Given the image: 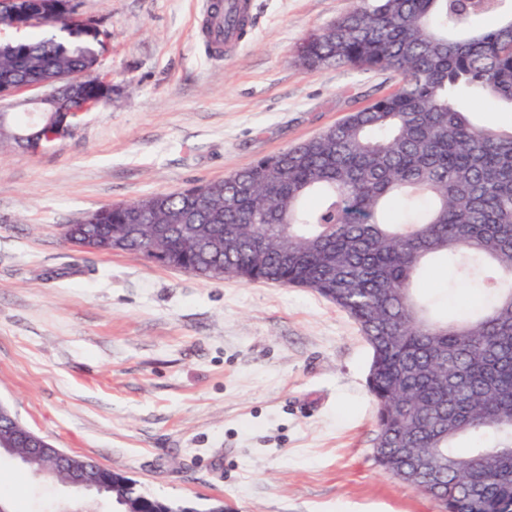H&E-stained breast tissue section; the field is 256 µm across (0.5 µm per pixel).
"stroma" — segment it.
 Returning a JSON list of instances; mask_svg holds the SVG:
<instances>
[{"label": "stroma", "instance_id": "stroma-1", "mask_svg": "<svg viewBox=\"0 0 512 512\" xmlns=\"http://www.w3.org/2000/svg\"><path fill=\"white\" fill-rule=\"evenodd\" d=\"M201 3L81 0L111 34V105L55 147L0 152V403L54 447L198 512H438L374 462L371 353L336 304L60 234L86 211L224 178L398 86L391 71L295 62L350 0H252L227 61L204 50ZM77 498L0 458L10 512Z\"/></svg>", "mask_w": 512, "mask_h": 512}]
</instances>
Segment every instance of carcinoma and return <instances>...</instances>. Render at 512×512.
<instances>
[{"mask_svg":"<svg viewBox=\"0 0 512 512\" xmlns=\"http://www.w3.org/2000/svg\"><path fill=\"white\" fill-rule=\"evenodd\" d=\"M505 2L352 0L296 57L395 72L392 94L222 180L104 205L92 223L70 225L103 253L147 260L152 246L162 267L308 288L336 304L372 352L375 463L404 469L445 512H512V131L476 124L457 105L471 92L512 109ZM490 16L497 23L483 24ZM57 29L0 41V77L73 72L104 48ZM209 238L224 246L202 249ZM437 263L478 276L486 302L461 318L436 315L420 290ZM399 448H439L448 468L420 469ZM27 468L46 480L68 474L51 453ZM130 491L149 512L188 507Z\"/></svg>","mask_w":512,"mask_h":512,"instance_id":"1","label":"carcinoma"}]
</instances>
